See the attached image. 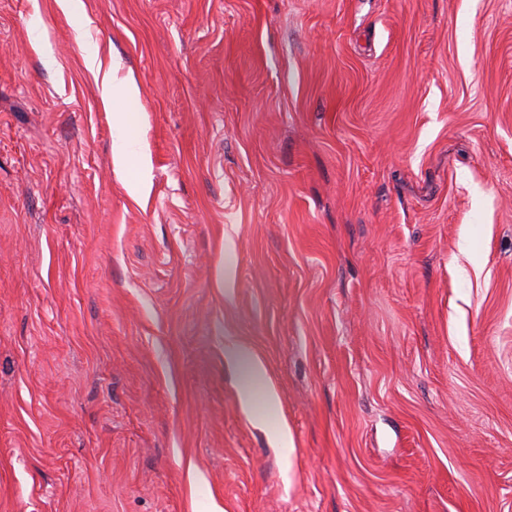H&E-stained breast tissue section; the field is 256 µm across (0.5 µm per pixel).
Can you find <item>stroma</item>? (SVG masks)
Masks as SVG:
<instances>
[{
	"instance_id": "stroma-1",
	"label": "stroma",
	"mask_w": 512,
	"mask_h": 512,
	"mask_svg": "<svg viewBox=\"0 0 512 512\" xmlns=\"http://www.w3.org/2000/svg\"><path fill=\"white\" fill-rule=\"evenodd\" d=\"M81 4L0 0V512H512V0ZM117 69L118 63L113 60L112 73L111 70L103 72L98 82V89L104 105L106 107L112 105V111H117L113 112L116 120L121 124H126L128 122V115L116 106V104L121 98L126 101L127 99L138 96L139 90L132 76L126 78L123 85L117 84L114 78V72L117 71ZM227 359L233 365L238 366L245 362L247 370L242 376L240 384L241 398L244 404L248 403L251 386L255 381L261 380L265 375L263 363L252 357L248 349L239 343H231L226 348Z\"/></svg>"
}]
</instances>
